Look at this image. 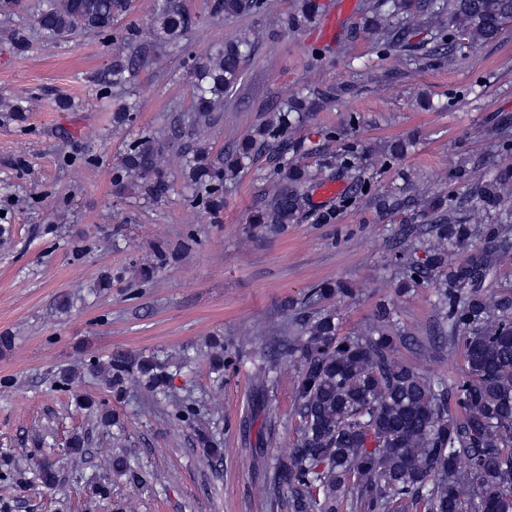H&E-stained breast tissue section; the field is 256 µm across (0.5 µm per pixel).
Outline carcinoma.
<instances>
[{"mask_svg": "<svg viewBox=\"0 0 512 512\" xmlns=\"http://www.w3.org/2000/svg\"><path fill=\"white\" fill-rule=\"evenodd\" d=\"M413 6L471 45L495 39L512 20V0H418ZM128 7L129 0H43L34 24L50 38L104 33ZM319 9L317 0H301L289 25L314 22ZM269 10V0H221L216 6L227 16H259ZM194 25L181 0H159L150 28L156 42L170 44ZM412 34L410 28L390 24L377 31V40L399 52ZM120 42L124 51L98 78L103 89L126 83L147 62L139 28H128ZM253 52L254 44L244 42L190 56L188 69L197 76L193 108L165 135L150 128L139 131L114 168L115 186H130L156 202L167 197L170 184L159 163L164 151L173 148L184 158V176L194 188L189 202L216 218L225 182L267 151L274 161L268 180L275 190L256 206L252 223H299L309 195L306 173L294 158L304 145L289 130L326 94L297 96L275 106L270 120L216 156L198 139ZM357 124V118H349L339 133L344 147L325 165L345 173L361 168ZM471 209L493 220L485 227L483 247L472 245L474 230L465 217ZM412 237L427 241L425 258L416 259L402 247L392 263L402 290L433 289L437 310L430 340L416 344L417 355L451 351L461 342L462 375L450 382L416 363L394 361L393 351L406 337L396 328L390 304L377 305L365 332L343 335L335 312L319 305L338 295L349 297L352 289L342 282L312 289L293 309L291 334L277 337L263 353L266 365L258 376V403L264 406L274 393L270 371L283 360L296 367L291 408L296 437L288 456L265 469L270 512H512V294L489 295L493 255L512 243V199L499 178L441 192L422 210L419 223L401 224L394 234L404 242ZM450 248L465 253L454 266L448 265ZM164 368L154 358L135 360L115 351L105 362L88 363L86 370L114 393L137 375L149 392L159 394L169 383ZM56 389L71 393L80 409L95 407L67 374L56 380ZM56 481L48 460L27 478L28 485L45 488Z\"/></svg>", "mask_w": 512, "mask_h": 512, "instance_id": "cac0c4a2", "label": "carcinoma"}]
</instances>
